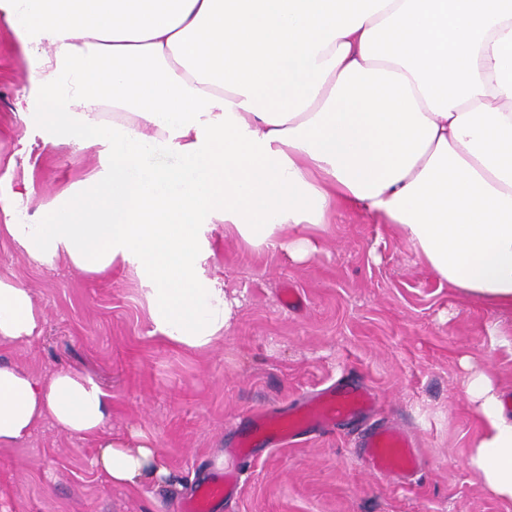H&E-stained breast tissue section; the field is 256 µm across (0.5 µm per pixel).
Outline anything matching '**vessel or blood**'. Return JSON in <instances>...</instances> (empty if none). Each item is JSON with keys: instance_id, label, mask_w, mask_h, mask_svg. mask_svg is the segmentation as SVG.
Here are the masks:
<instances>
[{"instance_id": "vessel-or-blood-1", "label": "vessel or blood", "mask_w": 512, "mask_h": 512, "mask_svg": "<svg viewBox=\"0 0 512 512\" xmlns=\"http://www.w3.org/2000/svg\"><path fill=\"white\" fill-rule=\"evenodd\" d=\"M376 404V395L369 386L337 384L303 406L254 413L248 435L262 438L271 446L296 443L308 433L330 431L345 419L369 413ZM418 461L417 443L404 427L372 424L365 429L361 462L378 478L406 485ZM233 484L234 477L229 472L204 483L187 504L186 512H209L213 503L227 498Z\"/></svg>"}]
</instances>
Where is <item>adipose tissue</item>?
<instances>
[{"label":"adipose tissue","instance_id":"1","mask_svg":"<svg viewBox=\"0 0 512 512\" xmlns=\"http://www.w3.org/2000/svg\"><path fill=\"white\" fill-rule=\"evenodd\" d=\"M0 21L45 98L29 106L44 141L103 156L49 224L0 188V236L39 267L134 268L171 344L210 348L234 316L214 225L306 262L341 207L449 286L512 304V0H0ZM40 330L32 290L0 276V343ZM462 388L482 423L467 465L512 502L502 394L478 369ZM110 399L72 368L0 364V447L49 423L99 436L111 484L165 483L146 433L105 436Z\"/></svg>","mask_w":512,"mask_h":512}]
</instances>
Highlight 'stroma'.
I'll use <instances>...</instances> for the list:
<instances>
[{
  "label": "stroma",
  "mask_w": 512,
  "mask_h": 512,
  "mask_svg": "<svg viewBox=\"0 0 512 512\" xmlns=\"http://www.w3.org/2000/svg\"><path fill=\"white\" fill-rule=\"evenodd\" d=\"M31 72L12 30L0 23V184L29 187L31 223L52 219L60 194L100 166L97 149L44 142L21 102ZM33 144L29 158L21 141ZM212 263L238 300L224 339L203 351L157 337L134 271L91 278L59 259L30 264L0 238V275L35 296L42 331L32 343L0 345V363L33 375L69 366L96 376L112 396L107 430L153 436L171 477L162 489L117 487L95 467L94 438L50 425L27 443L0 449V512H182L193 485L235 468L236 496L211 512H512L491 497L465 459L479 430L461 389L471 356L512 399V308L464 295L432 275L389 225L338 211L309 262L277 247L260 250L214 225ZM296 288L297 306L282 301ZM375 391L373 418L417 440L410 486L359 463L364 420L349 419L299 446L257 441L232 460L248 415L286 407L336 382Z\"/></svg>",
  "instance_id": "stroma-1"
}]
</instances>
